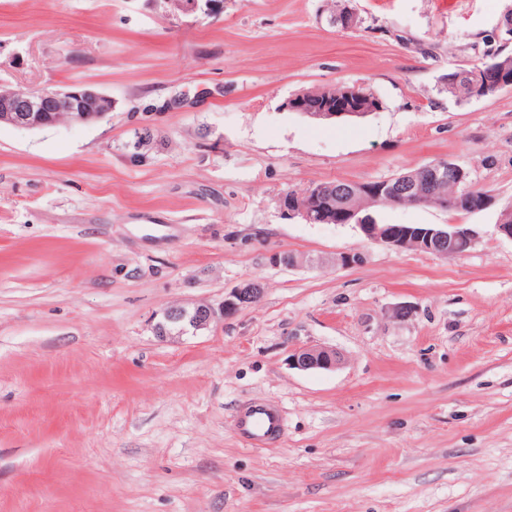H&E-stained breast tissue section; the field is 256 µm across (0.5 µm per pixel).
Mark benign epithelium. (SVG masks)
I'll list each match as a JSON object with an SVG mask.
<instances>
[{"label":"benign epithelium","instance_id":"benign-epithelium-1","mask_svg":"<svg viewBox=\"0 0 512 512\" xmlns=\"http://www.w3.org/2000/svg\"><path fill=\"white\" fill-rule=\"evenodd\" d=\"M332 26L346 31L357 29L360 20L357 13L349 10L338 18H330ZM286 107L316 119H336L342 117H361L355 98L348 94L344 97L329 96L322 99L314 108L307 110L293 97ZM112 111V98L97 89L83 84H70L63 89L28 88L0 89V123L17 128L34 130L55 125L50 114L65 116L68 124H87L94 122ZM463 182L467 178L466 170L458 163L433 164L420 170L424 182L434 185L448 181V176ZM409 180L395 184L384 181L375 186H367L362 191L375 198H385L395 202L406 192ZM325 197L322 187L311 185L303 200L281 195L277 200L280 214L291 218H300L308 224H329L327 209L338 213L337 223H356L364 237L374 243L401 251L407 249L432 252L439 256L454 255L455 242L466 239L470 246L478 242V234L469 224L424 225L407 229L401 233L389 229L384 224L369 223V216L359 214L356 208L336 207L332 202L321 203ZM417 204L441 210H476L492 204V196L470 191L464 194L421 196ZM250 289L238 286L224 293V301L214 306L208 302L191 305L172 306L161 314L153 324L155 335L165 340L173 336H182L208 328L219 317L230 316L246 305ZM341 363L340 353L326 347H304L294 351L288 358V365L301 371L322 369L331 370Z\"/></svg>","mask_w":512,"mask_h":512}]
</instances>
